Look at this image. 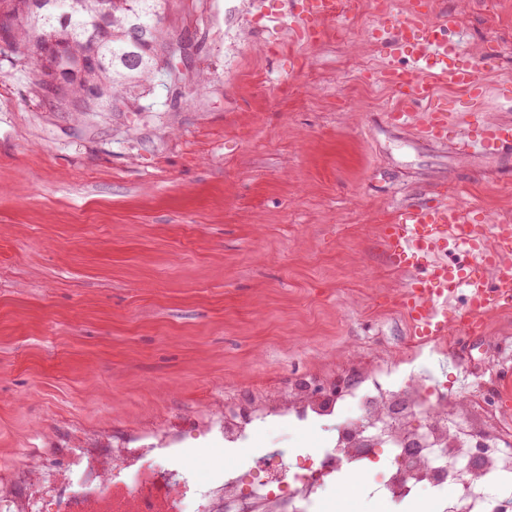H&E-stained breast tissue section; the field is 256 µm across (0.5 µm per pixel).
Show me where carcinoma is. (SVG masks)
Here are the masks:
<instances>
[{
	"label": "carcinoma",
	"mask_w": 512,
	"mask_h": 512,
	"mask_svg": "<svg viewBox=\"0 0 512 512\" xmlns=\"http://www.w3.org/2000/svg\"><path fill=\"white\" fill-rule=\"evenodd\" d=\"M168 0H43L38 12L30 0H3L0 9L13 27V60L33 79L53 76L52 65L30 53L40 35L65 33L76 56L94 54L98 65L72 80L62 100L50 102L58 112H121L130 108L144 82L165 75L181 79L180 60L161 67L167 39L180 35L164 24ZM148 27L155 35L134 42L130 31Z\"/></svg>",
	"instance_id": "cac0c4a2"
}]
</instances>
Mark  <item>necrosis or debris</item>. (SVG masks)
<instances>
[{
  "mask_svg": "<svg viewBox=\"0 0 512 512\" xmlns=\"http://www.w3.org/2000/svg\"><path fill=\"white\" fill-rule=\"evenodd\" d=\"M283 426L319 444L287 462L278 450L212 473L189 465L183 434L166 429L72 448L49 469L0 465V512H326L345 471L380 470L382 512L430 494L434 512H512V407L485 393L448 396L428 376L368 361L332 391L314 382L260 393L208 424L246 450Z\"/></svg>",
  "mask_w": 512,
  "mask_h": 512,
  "instance_id": "obj_1",
  "label": "necrosis or debris"
}]
</instances>
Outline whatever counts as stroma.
<instances>
[{
    "label": "stroma",
    "instance_id": "1",
    "mask_svg": "<svg viewBox=\"0 0 512 512\" xmlns=\"http://www.w3.org/2000/svg\"><path fill=\"white\" fill-rule=\"evenodd\" d=\"M490 92L441 85L453 122L512 121V0H429ZM290 0H171L178 84L139 112H56L0 56V463L55 458L170 418L189 461L223 467L200 417L371 358H405V285L382 239L403 206L512 222V159L478 161L386 115L367 37L382 0L284 23ZM512 306L423 350L449 394L512 380Z\"/></svg>",
    "mask_w": 512,
    "mask_h": 512
}]
</instances>
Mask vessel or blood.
Returning <instances> with one entry per match:
<instances>
[{
    "label": "vessel or blood",
    "mask_w": 512,
    "mask_h": 512,
    "mask_svg": "<svg viewBox=\"0 0 512 512\" xmlns=\"http://www.w3.org/2000/svg\"><path fill=\"white\" fill-rule=\"evenodd\" d=\"M385 9L393 16L391 31L373 28L369 35L390 55L410 63L404 69L389 62L382 70L384 82L402 94L389 119L399 124L413 120V106L424 104L428 112L418 121L422 137L452 142L467 155L498 158L512 152L511 121L485 122L475 130L460 127L436 103L441 83L477 101L488 86L477 69L460 64L458 45L449 43L443 26L429 23L421 0L406 7L387 0ZM382 233L392 266L407 274L401 308L413 335L424 340L448 335V303L459 296L465 299L459 323L473 328L489 310L512 303V224L467 221L457 206L440 202L399 209ZM452 246L479 254V261L448 260Z\"/></svg>",
    "instance_id": "1"
}]
</instances>
